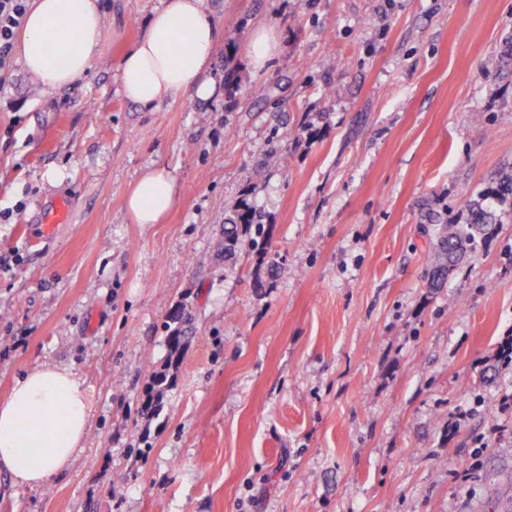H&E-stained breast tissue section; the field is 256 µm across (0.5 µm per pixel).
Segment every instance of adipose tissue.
Masks as SVG:
<instances>
[{
    "instance_id": "adipose-tissue-1",
    "label": "adipose tissue",
    "mask_w": 512,
    "mask_h": 512,
    "mask_svg": "<svg viewBox=\"0 0 512 512\" xmlns=\"http://www.w3.org/2000/svg\"><path fill=\"white\" fill-rule=\"evenodd\" d=\"M104 20L97 0H32L19 46L26 71L43 89L86 75L100 53ZM217 24L202 0H159L141 39L119 66L123 96L150 110L181 98L208 100L219 92L210 77ZM178 202L165 169L143 172L125 208L137 224H157ZM91 417L87 394L70 369L46 366L15 379L0 402V471L21 486H46L72 466Z\"/></svg>"
}]
</instances>
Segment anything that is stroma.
<instances>
[{
  "label": "stroma",
  "instance_id": "obj_1",
  "mask_svg": "<svg viewBox=\"0 0 512 512\" xmlns=\"http://www.w3.org/2000/svg\"><path fill=\"white\" fill-rule=\"evenodd\" d=\"M158 4L99 0L86 77L35 91L18 62L0 90V401L66 366L93 409L48 486L0 471V512H512V203L428 285L439 227L512 168V0H203L211 75L240 85L149 111L119 64ZM265 26L281 47L257 72ZM155 167L179 202L133 223L124 197ZM243 200L275 272L224 259ZM178 309L193 334L146 416Z\"/></svg>",
  "mask_w": 512,
  "mask_h": 512
}]
</instances>
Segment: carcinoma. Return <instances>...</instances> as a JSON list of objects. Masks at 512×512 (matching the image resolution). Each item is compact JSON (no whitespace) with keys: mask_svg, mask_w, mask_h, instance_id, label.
Wrapping results in <instances>:
<instances>
[{"mask_svg":"<svg viewBox=\"0 0 512 512\" xmlns=\"http://www.w3.org/2000/svg\"><path fill=\"white\" fill-rule=\"evenodd\" d=\"M498 223L500 218L496 212L483 207V202L478 200L470 203L466 222L443 225L439 249L432 261V286L441 287L459 265V261L473 249L477 239L492 234ZM244 241L267 261L268 269H274L275 258L272 257L271 243L265 234L263 224L260 223V216L247 204L236 208L224 224V256L236 254ZM165 329L169 360L167 368L154 373L149 381L144 411L150 415L159 413L164 392L170 385L169 367L177 362L188 339L185 320L178 312L168 317Z\"/></svg>","mask_w":512,"mask_h":512,"instance_id":"1","label":"carcinoma"}]
</instances>
